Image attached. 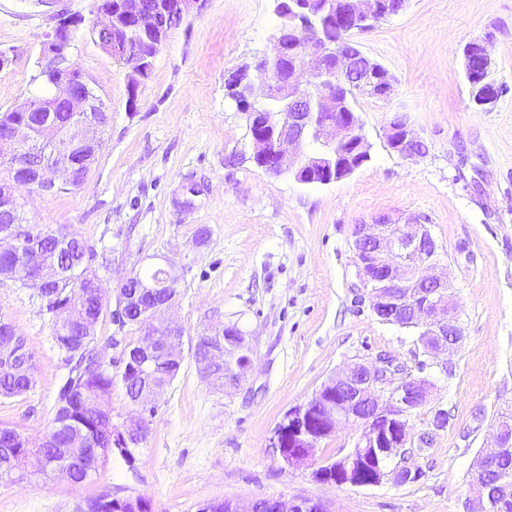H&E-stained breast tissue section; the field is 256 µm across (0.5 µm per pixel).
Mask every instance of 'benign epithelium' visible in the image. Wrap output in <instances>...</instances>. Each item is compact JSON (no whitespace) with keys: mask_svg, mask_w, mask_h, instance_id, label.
<instances>
[{"mask_svg":"<svg viewBox=\"0 0 512 512\" xmlns=\"http://www.w3.org/2000/svg\"><path fill=\"white\" fill-rule=\"evenodd\" d=\"M200 0H95L91 28L104 35L98 45L107 53L118 50L125 63L128 89L145 81L156 55L132 51L130 33L156 40L161 47L172 27L168 18H187ZM342 23L349 31L362 34L389 17L377 8L375 0H341ZM314 0H299L291 12L292 25L282 26L272 46L282 57L291 60L287 82L274 84L270 77L266 54L254 58L244 72H233L225 78L232 99H246L254 104L271 97L283 103L279 113L252 112L249 116L252 159L264 172L281 176L289 174L302 184L329 185L340 180L368 161L366 136L356 116L341 119L345 99L341 89L347 87L358 94H379L386 99L392 85L377 87L372 81L380 63L360 52L341 56L336 68L328 71L323 62L336 56L333 42L322 38L312 23L316 14ZM318 6L336 12L334 0ZM82 19L57 14L54 25L45 35L39 62V75L44 88L32 93L16 106L18 112H55L59 108L79 118L78 139L91 150V156L78 163L55 152L39 159L30 150L32 128L27 120H17L0 135V166L10 172L8 188L0 185V209L10 214L15 227L0 234V254L23 256L20 280L27 288L41 289L50 280L45 267L38 264L36 254L23 255V249L35 247L27 243V220L19 210L14 189L33 186L44 193H55L78 184L85 176L84 168L94 163L103 142L109 107L96 94L88 78L73 61L75 33ZM490 38L463 48L464 70L472 89L473 101L479 105L493 103L498 86L491 78L494 59ZM42 139L49 147L59 146L66 132L52 120L41 125ZM332 146L349 141L357 160L336 162L327 152L311 149L313 134ZM389 148L405 159H416L428 153L425 139L412 128L406 117L393 116L386 132ZM353 251L357 283L353 285L357 301L368 304L373 314L388 318L403 305H410L412 323L419 328L420 339L415 364L410 367L389 353L373 360L360 359L343 365L324 382L305 403L288 410L269 438L272 448L288 447L282 459L290 466L316 461L320 443L338 430L352 427L357 431L353 446L339 459L323 463L313 477L323 484L353 487L379 486L386 482L403 485L410 479L424 477L422 469L408 462L416 445L423 444L410 421L414 413L431 403L435 384L430 371L448 370L446 356L462 341L460 309L448 277L438 272L439 246L428 226L417 216L404 219L382 214L369 222L354 226ZM175 300L158 306L142 317L139 347L147 354L160 349L170 360H182L177 337L182 329L165 319ZM252 368V345L248 337L224 339V392L239 389ZM321 414L328 427H315L311 411ZM146 431L145 419L131 417L120 425H112L114 447L130 451ZM512 446V427L501 420L493 432V444L480 453L472 469L474 512H502L503 505L494 499L483 484L486 471L504 450ZM86 455L85 443L76 439L66 448L67 461L52 467L51 474L71 480L69 464L80 462ZM146 499L141 496L120 500L93 498L85 501L84 512H142ZM274 512H328L321 502L308 499H276Z\"/></svg>","mask_w":512,"mask_h":512,"instance_id":"obj_1","label":"benign epithelium"}]
</instances>
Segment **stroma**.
<instances>
[{"label": "stroma", "instance_id": "stroma-1", "mask_svg": "<svg viewBox=\"0 0 512 512\" xmlns=\"http://www.w3.org/2000/svg\"><path fill=\"white\" fill-rule=\"evenodd\" d=\"M275 7L203 0L161 47L133 109L122 66L90 33L79 36L73 59L111 111L103 146L79 187H21L18 201L32 226L82 238L105 291L131 271L174 263L179 296L169 317L183 329V363L146 414L131 462L112 459L81 485L0 481V512H76L106 488L149 499L153 512L255 498L320 500L331 512H470L473 461L491 445L499 413L512 410V0H407L358 35L393 76L392 92L355 102L370 159L329 185L250 162L245 119L226 95L228 72L269 48L281 24ZM92 8L93 0H0V51L13 58L0 71V112L31 90L53 14L87 18ZM487 35L503 92L479 107L462 50ZM398 113L427 141L425 157L388 147ZM381 214L421 217L454 285L463 340L447 371L434 372L430 406L412 419L414 431L427 430L441 408L448 425L414 455L419 482L322 484L312 466H288L270 448L284 413L350 361L381 352L414 361V333L379 322L352 293L354 226ZM0 318L25 338L37 378L25 396L0 398V426L35 442L52 425L68 368L34 289L0 281ZM232 322L251 339L254 362L243 388L227 394L203 377L193 351L199 336Z\"/></svg>", "mask_w": 512, "mask_h": 512}]
</instances>
